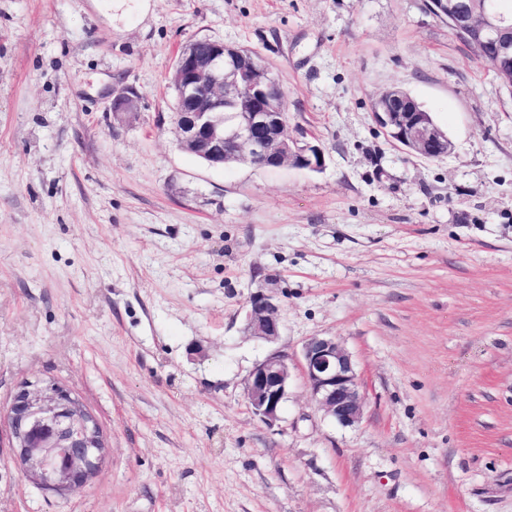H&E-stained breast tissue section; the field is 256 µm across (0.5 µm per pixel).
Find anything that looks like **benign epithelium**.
I'll list each match as a JSON object with an SVG mask.
<instances>
[{
	"instance_id": "benign-epithelium-1",
	"label": "benign epithelium",
	"mask_w": 512,
	"mask_h": 512,
	"mask_svg": "<svg viewBox=\"0 0 512 512\" xmlns=\"http://www.w3.org/2000/svg\"><path fill=\"white\" fill-rule=\"evenodd\" d=\"M458 32L477 36L495 66L512 69V15L487 8L481 13L453 10L450 0H430ZM177 95L172 121L178 147L211 167L250 164L264 169L296 167L317 172L324 166L319 144L288 131L283 90L247 50L210 39H196L179 52L171 75ZM136 97L115 96L117 118L135 113ZM377 123L412 153L432 146L437 158L453 144L412 96L401 90L381 94L373 106ZM279 306L256 294L247 313L250 335L273 342L281 335ZM303 371L312 400L338 424L349 427L363 415V397L350 353L334 338L313 336L303 347ZM292 372L275 352L257 362L244 381V396L268 425L280 418ZM15 460L36 487L63 495L94 476L105 453L101 427L84 403L50 381L25 384L3 413Z\"/></svg>"
}]
</instances>
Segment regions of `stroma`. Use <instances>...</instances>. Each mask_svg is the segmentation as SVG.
<instances>
[{
  "label": "stroma",
  "mask_w": 512,
  "mask_h": 512,
  "mask_svg": "<svg viewBox=\"0 0 512 512\" xmlns=\"http://www.w3.org/2000/svg\"><path fill=\"white\" fill-rule=\"evenodd\" d=\"M138 2L0 0V408L58 382L109 446L57 497L0 422V512H512V92L428 0ZM196 39L263 59L321 171L177 147L169 76ZM392 88L447 157L376 122ZM259 291L272 343L245 330ZM313 336L354 359L355 426L309 396ZM274 351L293 382L269 426L243 387ZM399 103L407 104L406 108L398 110ZM373 115L393 140L412 153H423L425 144H430L433 155L441 158L453 148L447 134L406 91L393 89L381 94L374 103ZM282 323L279 306L272 296L256 294L247 313V331L251 336L274 342L281 335Z\"/></svg>",
  "instance_id": "stroma-1"
}]
</instances>
